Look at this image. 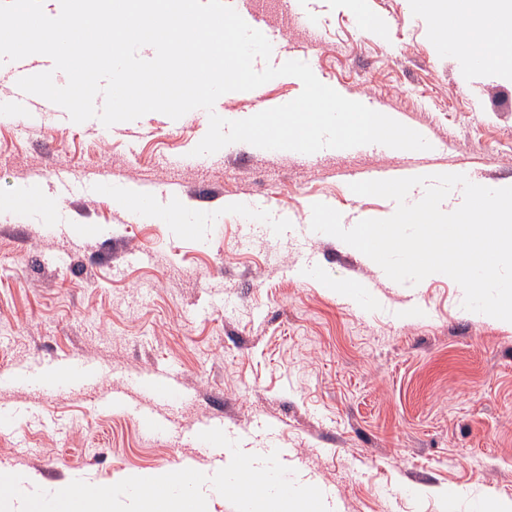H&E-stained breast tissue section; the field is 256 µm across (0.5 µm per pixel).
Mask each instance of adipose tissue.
<instances>
[{
	"instance_id": "ef3b65f1",
	"label": "adipose tissue",
	"mask_w": 512,
	"mask_h": 512,
	"mask_svg": "<svg viewBox=\"0 0 512 512\" xmlns=\"http://www.w3.org/2000/svg\"><path fill=\"white\" fill-rule=\"evenodd\" d=\"M417 8L430 19L436 40L454 38L468 59L512 73V0H419ZM453 18L468 21L454 36L448 29Z\"/></svg>"
}]
</instances>
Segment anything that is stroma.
I'll list each match as a JSON object with an SVG mask.
<instances>
[{
    "instance_id": "1",
    "label": "stroma",
    "mask_w": 512,
    "mask_h": 512,
    "mask_svg": "<svg viewBox=\"0 0 512 512\" xmlns=\"http://www.w3.org/2000/svg\"><path fill=\"white\" fill-rule=\"evenodd\" d=\"M365 2L372 31L338 0L260 8L282 33L281 55L419 131L427 168L512 182V75L438 46L412 0ZM299 13L314 27L298 25ZM301 91L280 76L222 95L214 110L240 120ZM208 127L196 111L122 128L0 117V371L22 377L0 383V410L13 414L0 429V472L34 474L46 490L76 479L109 486L134 471L206 472L225 450L196 447L187 431L219 416L229 438L286 450L335 512H472L512 499V323L465 310L446 275L394 282L310 228L316 201L348 228L390 213L391 200L352 194L336 175L397 170L405 152L238 142L194 155ZM59 167L67 186L53 180ZM103 177L161 210L181 200L179 222L120 210L98 193ZM36 180L44 204H14ZM232 198L239 208H225ZM65 355L96 377L32 383ZM162 368L183 393L176 402L135 384ZM111 396L122 408L106 406ZM144 415L169 420L171 433H145Z\"/></svg>"
}]
</instances>
